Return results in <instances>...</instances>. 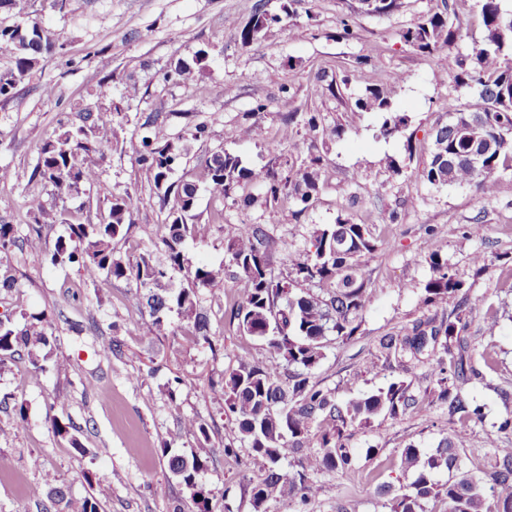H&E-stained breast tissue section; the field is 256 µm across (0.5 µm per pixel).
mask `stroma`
Listing matches in <instances>:
<instances>
[{
  "label": "stroma",
  "instance_id": "1",
  "mask_svg": "<svg viewBox=\"0 0 512 512\" xmlns=\"http://www.w3.org/2000/svg\"><path fill=\"white\" fill-rule=\"evenodd\" d=\"M441 0H401L398 11L378 16L362 12L358 0H67L63 11L49 0H20L17 12L0 16L10 24L39 23L63 36L66 47L44 57L29 79L9 98H0V167L12 176L0 181V218L27 223L24 200L29 176L42 141L58 127L65 112L89 100L104 74H111L112 98L129 121L119 143L107 149L100 183L85 198L97 203L102 187L129 190L141 200L128 239L115 242L117 254L137 258L151 244L162 218L158 190L135 163L139 140L135 124L156 116L153 133L162 140L189 136L196 124L208 134L195 141L187 167L216 148L239 155L248 165L289 146L280 132L288 113L305 118L317 112L329 124H342L341 140L320 145L327 164L313 208L293 218L288 202L257 201L243 206L201 188L194 213L200 234L187 237L183 252L192 263L225 265L224 240L235 224H265L277 237L280 253L273 260L283 272V256L306 242L314 226L335 223L350 213L370 224L377 252L365 268L370 297L359 331L347 341L329 344L310 380L343 403L363 393L402 381L414 394L433 390L431 366L437 354L420 358L380 347L381 339L403 336L419 319L448 318L465 307L469 325L463 333L473 370L462 395L481 410L480 419L461 426L444 403L423 413L397 417L380 414L370 425L351 429L343 440L351 462L346 470L323 469L310 478L312 498H283L254 510L251 487L262 463L250 449L224 453L235 440V426L224 415V396L215 390L242 360H266V343L240 334L224 316L237 284L224 280V302L202 296L210 333L218 345L185 347L181 336L151 337V319L138 303L132 282L94 288L70 268L41 265L30 255L11 259L17 290L0 292V313L44 311L53 315L60 342L61 367L43 377L31 374L27 362L0 365V391L28 406L29 424L16 431L9 412L0 411V454L10 457V475H0V512H46L51 502L44 472L65 477L73 496L94 497L100 512H194L185 487L168 470L164 447L199 451L207 467L199 480L212 492L213 512H390L392 493L405 479L399 467L403 448L429 452L443 437L459 430L462 469L491 485L495 453L512 448V173L502 177L496 197L485 199L471 188L432 186L413 177L431 156L437 123L447 121L446 102L454 97L472 103L473 95L452 83L435 82L444 58L424 59L405 45L400 33L424 15L436 12ZM262 10L282 15V23L250 43L239 28ZM197 61L196 80L167 78L176 60ZM403 72L410 80L398 93L394 109L405 114L412 140L377 138L384 116L362 112L354 99L366 85ZM52 95H45L44 86ZM264 111H256L257 103ZM257 120L263 139H235L234 129ZM414 153H407V143ZM406 164L411 179L395 175L388 158ZM224 221L212 223L216 211ZM488 256V267L474 274L473 252ZM439 253L464 281L448 303L424 304V286L432 276L430 253ZM498 324L486 329L487 310ZM98 331H90L89 322ZM118 340L123 352L105 357L99 336ZM375 363L379 372L361 375ZM90 383L81 390L80 380ZM175 394H167L168 383ZM71 418L75 438L55 436L49 415ZM192 416L207 425L209 440L199 446L182 421ZM79 440L87 455L71 446ZM42 470H34L32 457ZM90 480H83V472Z\"/></svg>",
  "mask_w": 512,
  "mask_h": 512
}]
</instances>
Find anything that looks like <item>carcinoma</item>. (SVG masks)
<instances>
[{
  "label": "carcinoma",
  "instance_id": "carcinoma-1",
  "mask_svg": "<svg viewBox=\"0 0 512 512\" xmlns=\"http://www.w3.org/2000/svg\"><path fill=\"white\" fill-rule=\"evenodd\" d=\"M456 0H442V9L423 17L401 32V39L417 55L432 58L460 38ZM483 25L482 40L473 44L466 55L448 59V67L439 71V82H453L469 89L477 102L465 105L450 98L447 112L462 114L455 124L434 129L435 149L430 162L419 177L431 185L468 186L482 197L498 191L500 174L512 170V10L502 0H476ZM280 22L264 12L253 14L241 29L242 43L248 44L259 34ZM60 38L34 32L19 23L0 24V49L9 52L12 65L0 69V97L13 93L38 66L41 58L63 49ZM408 75L394 73L380 85L369 86L354 106L362 112L385 113L379 135L389 139L403 131L407 119L393 111L397 92L407 83ZM91 106H79L58 122L53 135L45 139L30 180L51 188L64 199L83 186L100 184V161L104 149L119 140L126 113L115 104L106 86L95 93ZM154 117L148 116L136 127L141 133V148L136 164L148 174L161 193L167 207L159 224L152 248L138 259L116 255L114 242L127 238L140 208L138 196L125 191L114 193L103 188L104 206L80 207L68 214L48 207L38 194L30 195L27 233L16 224L0 219V254H30L48 267L75 268L84 282L95 287L108 286L114 280L134 281L147 289L140 305L152 318V334L163 335L168 316L175 312L185 325L180 335L187 344L211 343L206 316L198 311L199 292L207 291L218 301L216 288L224 284V268L191 265L183 253L185 238L195 230L194 218L200 184L224 198L257 201L249 189H261L265 201L277 203L293 200L298 217L312 208L319 191L324 166L322 156L309 153L301 162L294 154L284 159L271 151L273 158L265 165L249 167L240 156L220 148L210 152L189 175L172 179L175 167L186 156L190 141L206 136L203 123L194 126L190 137L157 141L148 135ZM233 135L241 140H259L264 131L256 122L236 128ZM341 125L325 122L311 112L303 127L295 124V114L285 119L281 140L293 145L305 138L338 139ZM480 156L475 167L470 155ZM63 224L65 234L57 237L53 247L43 242L47 225ZM377 249L369 225L346 215L334 224L315 227L309 246L288 253L285 274L272 272V256L278 242L265 224H235L225 242L228 266L235 269L237 298L227 310L239 331L267 342L268 360L252 363L245 360L231 370L224 381L225 414L237 426L240 441L263 461L264 477L251 487L255 512L270 499L300 496L310 499L309 475L321 469H343L349 455L340 443L348 428L367 425L382 412L395 417L422 412L435 402L448 403V412L466 422L480 416L454 387L468 381L471 371L466 348L458 336L467 325L462 309L440 322L433 318L419 320L399 340L392 337L381 342L384 349H398L413 354L429 342L441 343L442 355L436 359L433 391L417 396L402 382L386 389L365 393L343 405L317 385L310 383V372L324 357L330 337L347 341L358 331L369 297L365 267ZM433 277L425 285L424 301L430 305L445 303L462 287L463 280L440 255L429 256ZM184 273L187 285L163 286L173 272ZM17 287L14 266L0 259V289ZM18 323L13 315H0V362L19 356L27 358L35 374L41 376L59 369L53 358L58 336L45 313L22 314ZM51 428L59 436H70L73 449L88 452L70 435L72 421L51 418ZM302 453L300 469L287 473L282 462L294 453ZM173 476L189 491L196 512H211V491L199 481L206 460L195 452L163 449ZM400 468L407 483L392 498L390 512H427L425 504L432 498L448 501V512H512V448L497 449V466L490 490L482 481L462 470L455 442L441 440L431 454L408 446L400 455ZM452 473L448 483L435 482L437 471ZM55 512H99L93 497L76 498L71 485L53 473H45Z\"/></svg>",
  "mask_w": 512,
  "mask_h": 512
}]
</instances>
